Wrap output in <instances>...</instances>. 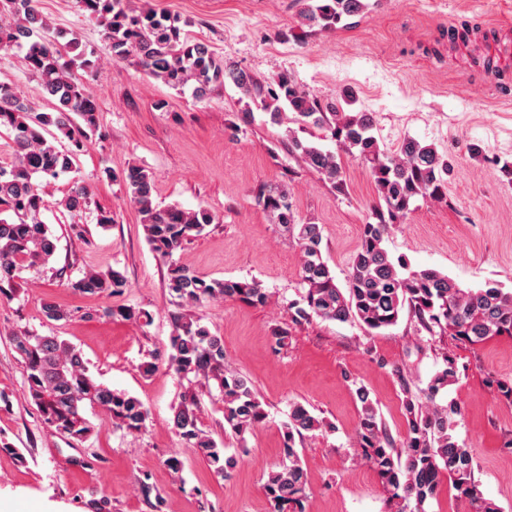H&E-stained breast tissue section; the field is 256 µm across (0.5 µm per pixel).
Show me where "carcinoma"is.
I'll return each instance as SVG.
<instances>
[{
    "instance_id": "cac0c4a2",
    "label": "carcinoma",
    "mask_w": 512,
    "mask_h": 512,
    "mask_svg": "<svg viewBox=\"0 0 512 512\" xmlns=\"http://www.w3.org/2000/svg\"><path fill=\"white\" fill-rule=\"evenodd\" d=\"M79 3L89 19L105 26L114 60L135 57L145 74L172 88L191 82L199 98L228 77L245 95L260 100L270 110L272 121H280L286 107L296 121L330 131L337 145L369 169L378 195L375 222L362 225L344 288L336 285L323 257L321 225L296 223L285 189L271 185L258 189L256 202L272 213L277 223L297 231L302 291L288 306L291 323L313 318L357 320L372 333L396 324L406 308L418 331L431 337L449 335L475 345L495 336H512V290L494 282L481 288H462L436 270L409 269L406 260L392 259L383 247L389 227L405 222L415 198L445 196L448 160L433 147L408 139L395 154L381 150L367 114L354 115L340 111L338 104L322 103L286 73L266 85L243 69H224L209 45L189 38L177 18L152 10L134 12L129 0ZM361 10L360 0H316L303 8L300 17L311 28L334 31ZM2 14L12 16L13 22L0 23V50H25L26 66L40 79L54 109L52 113L39 111L18 95L9 79H0V129L12 135L15 146L10 167H0V283H9L23 269L46 266L53 258L55 237L41 220L46 201L37 179H56L72 168L87 132L96 130L99 109L86 85L73 74L76 62L90 65L78 38L51 28L38 0H0ZM77 117L82 123L75 121ZM50 125L69 141L68 147L60 149L43 136L41 130ZM286 141L288 154L303 159L337 190L344 189L340 157L299 139L292 130ZM120 179L140 215L148 244L165 260L172 259L185 240L201 235L214 221L206 208L187 210L156 204L154 181L142 167L127 168ZM89 199L90 188L76 185L64 201L65 209L79 213ZM126 286V279L116 271L89 273L67 282L73 292L91 295L120 294ZM167 289L181 303L197 304L215 297L254 305L266 301V292L256 280H206L176 264L170 265ZM42 312L49 322L70 317V311L55 302L43 303ZM171 326L167 357H152L143 365L144 373L151 374L164 365L187 382L174 408L173 427L186 447L198 449L213 474L223 479L237 461L201 428L196 383L201 378L213 382L224 403V430L240 438L264 422L267 413L246 378L224 371L222 337L213 334L201 319L181 312L172 314ZM10 340L22 361L32 404L42 421L57 433L76 440L86 438L91 431L83 415L87 404L107 410L128 432L146 428L149 414L144 405L126 392L99 383L81 351L70 343L30 330L15 332ZM442 359L443 368L432 378L423 401L412 392L404 375L398 374L406 415V433L398 445L379 418L370 392L362 385L356 387L362 407L356 434L360 458L379 478L391 512H425V504L437 496L445 475L458 497L469 500L475 512H499L497 505L478 493L472 457L450 433L448 418L458 412L457 407L442 408L435 403L439 391L459 378L455 359L446 352ZM320 426L306 405L291 404L283 423L282 463L264 482L271 512H305L307 473L296 441L305 440ZM140 487L150 512H163L165 498L149 476L140 480Z\"/></svg>"
}]
</instances>
